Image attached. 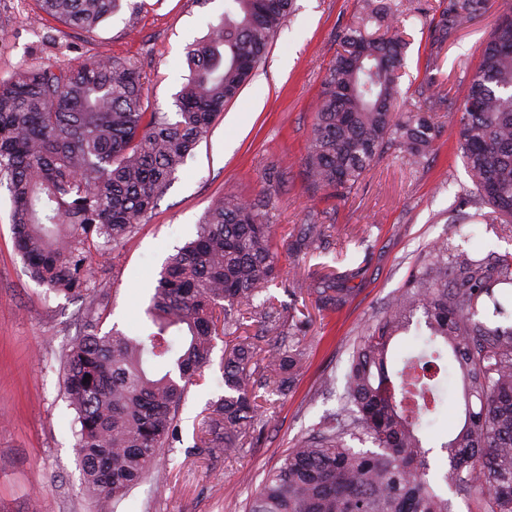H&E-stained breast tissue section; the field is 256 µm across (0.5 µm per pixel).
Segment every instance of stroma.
<instances>
[{"label":"stroma","mask_w":512,"mask_h":512,"mask_svg":"<svg viewBox=\"0 0 512 512\" xmlns=\"http://www.w3.org/2000/svg\"><path fill=\"white\" fill-rule=\"evenodd\" d=\"M443 0H391L410 45L400 71L403 98L414 99L427 75L443 99L432 150L410 164L391 147L344 196L326 197L303 175L313 107L336 57V35L357 21L363 0H295L253 79L228 102L206 138L143 219L138 229L94 266L105 308L100 332H143L144 309L165 258L196 237L212 202L232 196L270 198L280 278L262 296L287 313L305 304L299 288L308 275H347L348 303L313 319L302 345L306 362L286 394L265 389L268 403L231 456L203 447L207 404L224 393L225 336L178 411L180 439L163 449L150 477L115 512H248L264 478L283 463L301 435L338 406L355 340L402 288L420 259L442 239L480 256L512 253V224L486 230L465 223L460 200L472 182L457 150L456 110L467 92L493 17L456 31L443 45L432 18ZM224 12V0H122L121 9L88 34L46 17L38 0H0V80L22 68L76 64L96 56L122 57L141 69L152 108L175 114L188 73V48ZM321 233L308 250L295 239ZM84 298L46 292L25 269L11 232V204L0 188V512H96L77 462L76 413L64 394V359L84 330ZM336 386L325 391L323 381ZM439 413L425 426L429 440L447 437L464 420L461 383L443 376Z\"/></svg>","instance_id":"obj_1"}]
</instances>
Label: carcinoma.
<instances>
[{
	"instance_id": "1",
	"label": "carcinoma",
	"mask_w": 512,
	"mask_h": 512,
	"mask_svg": "<svg viewBox=\"0 0 512 512\" xmlns=\"http://www.w3.org/2000/svg\"><path fill=\"white\" fill-rule=\"evenodd\" d=\"M53 20L93 32L122 0H39ZM337 34L341 50L315 105L303 171L340 197L393 143L417 164L436 137L441 111L426 86L396 111L406 34L389 21L386 0ZM293 0H225L224 15L187 53L177 119L151 111L144 77L125 58H89L21 69L0 81V187L9 192L13 240L30 276L50 291L90 290L93 262L135 232L206 137L224 104L261 62ZM491 0H448L435 24L442 43L489 12ZM385 24L383 33L367 22ZM460 112L459 148L487 228L512 219V5L498 12ZM280 277L274 229L261 204L215 201L196 238L162 267L145 315L147 330L100 334L98 318L66 356L65 390L77 413L78 459L88 494L110 512L159 462L176 436V411L207 366L218 336L240 329L243 311ZM303 292L317 310L341 309L352 289L335 271L310 275ZM423 311L424 348L392 372L394 339ZM310 315L269 309L260 334L296 335ZM247 336L224 348V396L210 402L203 443L239 447L261 408L259 390H289L305 362L292 344L252 368ZM463 384L465 419L440 442L445 480L477 512H512V255L479 258L436 243L354 350L337 411L298 440L266 479L249 512H448L430 480L425 417L442 403L446 359ZM89 381H84V378ZM353 436L375 450L347 445Z\"/></svg>"
}]
</instances>
